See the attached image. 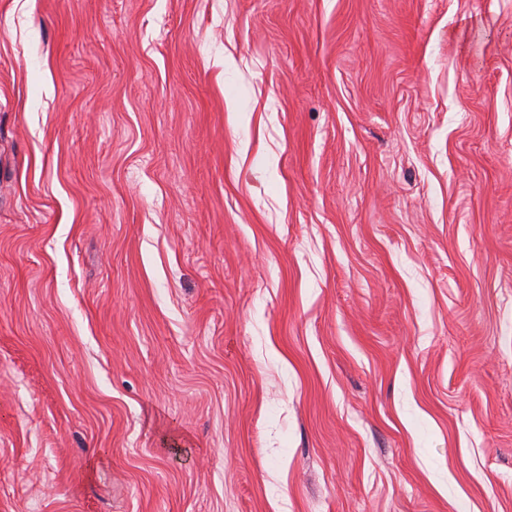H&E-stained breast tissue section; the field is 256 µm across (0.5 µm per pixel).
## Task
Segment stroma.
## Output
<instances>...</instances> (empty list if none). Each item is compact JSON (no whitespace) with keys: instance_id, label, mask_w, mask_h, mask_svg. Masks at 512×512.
Instances as JSON below:
<instances>
[{"instance_id":"obj_1","label":"stroma","mask_w":512,"mask_h":512,"mask_svg":"<svg viewBox=\"0 0 512 512\" xmlns=\"http://www.w3.org/2000/svg\"><path fill=\"white\" fill-rule=\"evenodd\" d=\"M0 512H512V0H0Z\"/></svg>"}]
</instances>
